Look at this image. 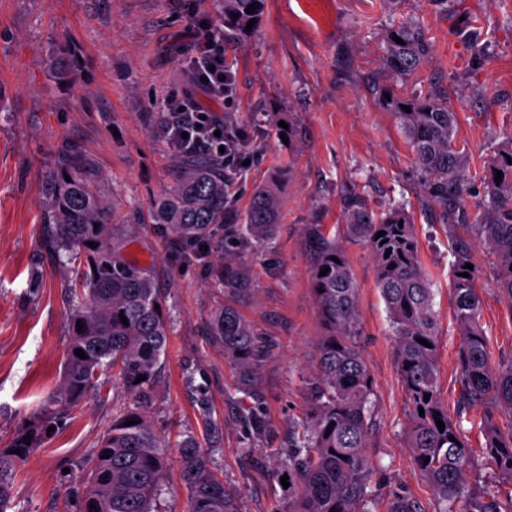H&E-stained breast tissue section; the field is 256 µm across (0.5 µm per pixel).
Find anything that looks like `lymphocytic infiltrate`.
<instances>
[{
  "label": "lymphocytic infiltrate",
  "instance_id": "1",
  "mask_svg": "<svg viewBox=\"0 0 512 512\" xmlns=\"http://www.w3.org/2000/svg\"><path fill=\"white\" fill-rule=\"evenodd\" d=\"M192 28L188 61L192 86L167 100L168 144L174 151L185 147L222 154L225 169L236 173L246 158V136L234 116L235 77L224 66V31L200 16L194 17ZM199 88L223 102V111L203 107L195 94Z\"/></svg>",
  "mask_w": 512,
  "mask_h": 512
}]
</instances>
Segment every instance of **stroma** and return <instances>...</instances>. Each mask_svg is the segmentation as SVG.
Listing matches in <instances>:
<instances>
[{
    "label": "stroma",
    "instance_id": "stroma-1",
    "mask_svg": "<svg viewBox=\"0 0 512 512\" xmlns=\"http://www.w3.org/2000/svg\"><path fill=\"white\" fill-rule=\"evenodd\" d=\"M222 0H0V444L60 383L69 344L67 261L44 246L42 184L56 155L77 145L97 161L115 200L148 214L152 198L175 178L156 114L164 98L189 87L190 18H217ZM404 20L422 24L429 62L388 81L401 98L446 90L457 114L456 142L466 154L470 208L484 198L488 160L512 137V0H266L249 32L224 34V62L237 86L234 109L249 137L248 165L228 198L244 218L257 186L274 183L283 199L274 251L242 252L256 291L241 311L259 335L256 370L261 429L241 420L249 398L211 336L225 301L213 286L214 256L185 260L154 225H133L129 256L151 270L170 325L165 370L153 419L173 445L194 434L225 483L240 489L239 512H287L274 479L307 410L306 380L324 334L311 294L309 224L344 236L346 199L384 213L403 205L437 314L438 392L456 416L459 336L450 297L448 236L437 207L423 202L412 148L373 90L384 80V35ZM71 62L66 77L52 69ZM296 139L284 143L282 123ZM359 286V344L374 379L376 424L369 458L372 512L395 496L435 512L432 485L414 467L405 389L385 302L367 248L345 244ZM473 261L482 292L481 324L494 364L512 362V306L492 288V258ZM76 416L35 450L14 485L12 512H79L81 469L126 401L111 372Z\"/></svg>",
    "mask_w": 512,
    "mask_h": 512
}]
</instances>
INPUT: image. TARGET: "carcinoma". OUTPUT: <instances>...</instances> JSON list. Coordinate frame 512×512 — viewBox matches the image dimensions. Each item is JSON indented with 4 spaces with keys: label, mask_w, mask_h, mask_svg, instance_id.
<instances>
[{
    "label": "carcinoma",
    "mask_w": 512,
    "mask_h": 512,
    "mask_svg": "<svg viewBox=\"0 0 512 512\" xmlns=\"http://www.w3.org/2000/svg\"><path fill=\"white\" fill-rule=\"evenodd\" d=\"M251 4L256 9L248 14L245 9ZM223 9L224 26L243 33L249 20L261 22L265 0H223ZM234 13L238 18H232ZM396 36L403 43L394 41ZM432 53L425 31L415 23L401 22L387 31L383 69L404 78L423 67ZM386 105L399 120L423 173L422 195L442 210L454 256L451 301L460 337L462 409L452 419L438 393L437 318L410 218L401 209L378 214L361 198L348 197V237L371 252L389 313L411 422V461L433 486L438 512H458L456 503L461 501L466 503L465 512H512V500L506 502L465 482L474 459L461 428L462 414L482 408L484 453L500 479L512 485V427L505 429L495 419L497 412L512 415V363H491L480 321L477 270L465 268L476 248L485 247L494 257L495 287L512 301V162H508L512 137L487 163V200L474 214L468 207L467 159L455 143L457 117L448 97L435 90L409 98L392 96ZM176 167L173 185L153 200L150 209L152 223L165 233L174 250L189 245L201 252L212 246L219 233L236 241L241 250L273 248L281 206L277 189H257L244 223L239 224L227 200L224 161L203 153H182ZM498 170L503 176L497 182ZM43 189L45 244L55 256H66L76 269L68 285L73 298L67 315L70 342L62 381L32 422L0 447V512L12 508L19 468L66 426L105 367L118 370L129 403L112 417L82 477L81 512H158L169 458L152 410L165 366L168 321L163 309L155 308L162 301L153 278L124 252L127 225L139 223L136 208L117 218L95 159L77 147L58 153ZM380 231L384 232L381 237L377 236ZM306 234L314 256L312 294L325 335L308 381V410L297 422L299 438L288 448L275 476L288 475L290 486L285 492L290 512H371L367 488L374 467L367 448L374 426L375 393L357 342L358 288L343 245L324 225L309 224ZM91 242L97 247H90ZM326 267L329 271L320 275ZM464 272L468 276H462ZM213 285L222 289L229 302L216 310L212 336L235 367L238 391L258 407L262 403L256 374L259 345L237 308L255 290L252 270L237 257L226 255L216 261ZM78 323L83 324L80 332ZM422 339L430 346L421 344ZM77 349L86 358L77 357ZM140 376L145 380L138 383ZM438 418L444 423L442 432L436 425ZM50 427L54 431H48ZM16 449L21 453H14ZM177 449L188 495L186 512H238L240 492L224 484L197 438L186 436ZM105 452L109 457H102Z\"/></svg>",
    "instance_id": "carcinoma-1"
}]
</instances>
